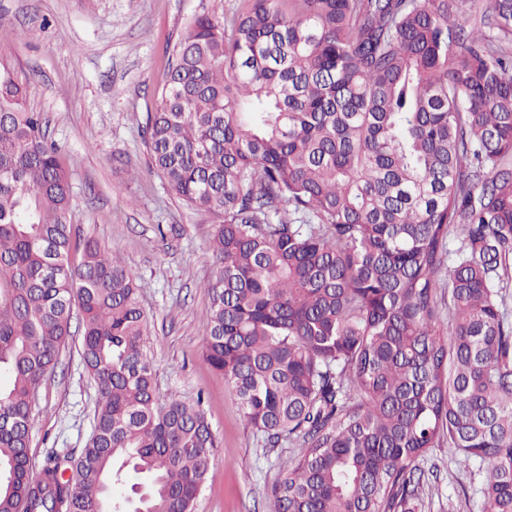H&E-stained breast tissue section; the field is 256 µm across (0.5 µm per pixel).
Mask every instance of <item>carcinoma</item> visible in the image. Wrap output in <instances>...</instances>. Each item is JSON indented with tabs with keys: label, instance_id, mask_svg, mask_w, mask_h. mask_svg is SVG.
<instances>
[{
	"label": "carcinoma",
	"instance_id": "carcinoma-1",
	"mask_svg": "<svg viewBox=\"0 0 512 512\" xmlns=\"http://www.w3.org/2000/svg\"><path fill=\"white\" fill-rule=\"evenodd\" d=\"M239 2L190 20L144 131L215 224L205 358L265 447L300 448L269 512H419L444 446L477 512H512V0L487 35L466 0ZM27 92L0 56V512H194L202 397L158 404L135 277L75 237ZM75 309L93 429L36 480Z\"/></svg>",
	"mask_w": 512,
	"mask_h": 512
}]
</instances>
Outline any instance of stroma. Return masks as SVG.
I'll use <instances>...</instances> for the list:
<instances>
[{
	"instance_id": "1",
	"label": "stroma",
	"mask_w": 512,
	"mask_h": 512,
	"mask_svg": "<svg viewBox=\"0 0 512 512\" xmlns=\"http://www.w3.org/2000/svg\"><path fill=\"white\" fill-rule=\"evenodd\" d=\"M211 0H0V55L29 80L28 107L44 113L72 188L79 235L115 247L139 285L147 354L160 400L203 397L221 441L195 512H268V498L299 455L264 447L237 398L203 356L214 274V226L179 200L152 168L143 126L157 102L168 51ZM71 337L34 405L31 448L80 455L91 434L96 387ZM422 512H468L474 472L435 448Z\"/></svg>"
}]
</instances>
